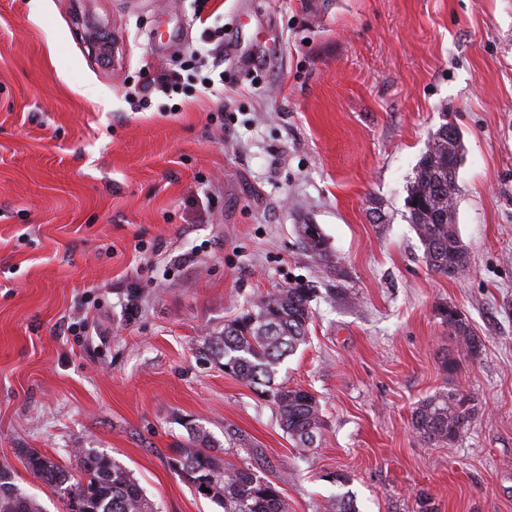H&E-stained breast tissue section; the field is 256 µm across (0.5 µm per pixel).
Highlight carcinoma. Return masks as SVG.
Returning a JSON list of instances; mask_svg holds the SVG:
<instances>
[{
  "instance_id": "carcinoma-1",
  "label": "carcinoma",
  "mask_w": 512,
  "mask_h": 512,
  "mask_svg": "<svg viewBox=\"0 0 512 512\" xmlns=\"http://www.w3.org/2000/svg\"><path fill=\"white\" fill-rule=\"evenodd\" d=\"M448 123L432 134L407 186L409 222L434 273L460 278L469 254L458 224L457 170L448 169V156L462 157V139L448 136ZM302 249L319 263L331 254L320 228L298 235ZM313 289L301 285L256 297L233 320L205 337L209 357L232 368V375L268 394L276 405L284 433L303 448L315 446L323 426L317 397L277 382L282 361L306 343L313 312ZM448 331L463 349L475 354L482 342L456 307L448 306ZM475 399L450 386L416 403L411 425L426 443L453 446L468 429ZM187 439L174 450L170 467L178 478L224 509V512H288L278 486L254 467L235 466L215 453L216 445L203 427L183 423ZM25 467L63 501L67 512H157L131 471L119 460L93 448H79L69 469L34 449L22 448ZM209 492H204V489ZM0 512H43L41 503L21 489L10 468L0 467Z\"/></svg>"
}]
</instances>
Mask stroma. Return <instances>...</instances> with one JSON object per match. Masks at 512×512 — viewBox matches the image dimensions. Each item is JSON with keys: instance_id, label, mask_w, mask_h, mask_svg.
Listing matches in <instances>:
<instances>
[{"instance_id": "obj_1", "label": "stroma", "mask_w": 512, "mask_h": 512, "mask_svg": "<svg viewBox=\"0 0 512 512\" xmlns=\"http://www.w3.org/2000/svg\"><path fill=\"white\" fill-rule=\"evenodd\" d=\"M93 23L117 40L108 61ZM206 25L249 66L218 55L223 90L132 109L129 87L179 68ZM447 119L461 279L428 270L405 205ZM297 283L313 321L278 379L320 402L308 449L204 349ZM449 305L478 356L450 337ZM451 385L473 422L453 447L425 443L411 412ZM189 419L288 512H333L332 472L359 512H414L421 494L435 512H512V0H0V466L65 512L19 451L67 465L96 448L158 512H222L170 469ZM315 233L310 236H305L300 233L297 227V235L302 249L309 254L311 258L319 263H327L330 261L331 254L328 250L327 241L322 234L320 228L315 225Z\"/></svg>"}]
</instances>
